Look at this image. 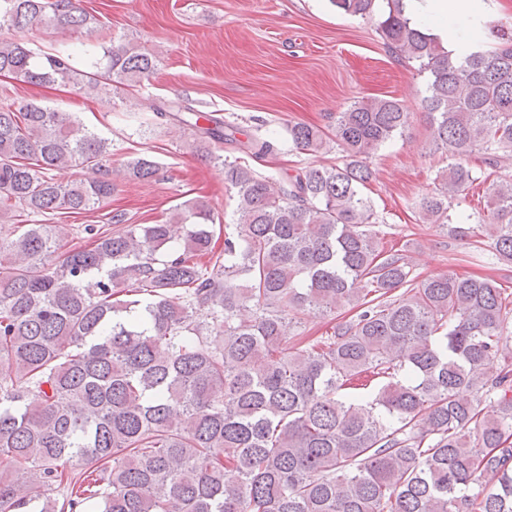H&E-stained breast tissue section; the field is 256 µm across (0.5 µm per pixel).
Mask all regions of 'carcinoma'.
Segmentation results:
<instances>
[{"label":"carcinoma","instance_id":"obj_1","mask_svg":"<svg viewBox=\"0 0 512 512\" xmlns=\"http://www.w3.org/2000/svg\"><path fill=\"white\" fill-rule=\"evenodd\" d=\"M332 3L354 16L374 6ZM387 7L377 30L428 74L432 141L457 157L419 218L511 265L512 180L490 177L512 159V32L454 58L402 0ZM0 24L95 29L77 0H0ZM104 57L80 71L65 51L0 39V75L88 95L156 68L135 46ZM150 109L226 140L210 113ZM410 126L395 98L336 113L330 134L290 122L297 149L332 141L349 161L280 184L216 155L237 223L189 199L160 224H88L91 247L71 248L50 217L112 198L107 141L71 113L1 102L0 220L37 219L0 236V512H512V292L493 277L419 278L406 250L385 249L361 192L366 160ZM245 149L259 159L273 144ZM77 166L91 175L56 178ZM126 172L148 182L157 164L138 157ZM476 182L486 211L454 221L448 200ZM345 308L306 334L309 317Z\"/></svg>","mask_w":512,"mask_h":512}]
</instances>
